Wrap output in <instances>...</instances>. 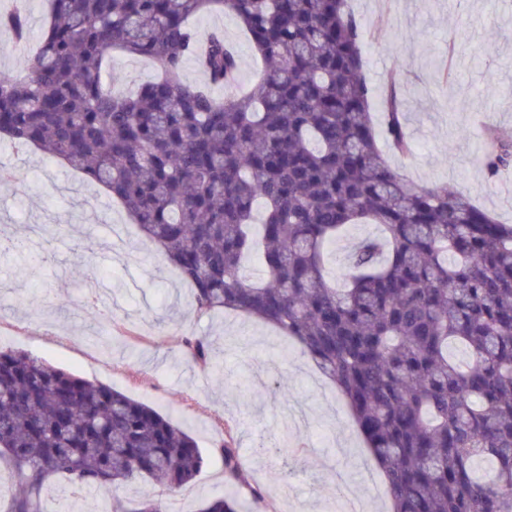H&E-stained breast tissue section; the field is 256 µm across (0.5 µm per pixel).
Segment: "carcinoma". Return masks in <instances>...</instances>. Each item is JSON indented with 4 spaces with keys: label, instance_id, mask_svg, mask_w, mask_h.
Returning <instances> with one entry per match:
<instances>
[{
    "label": "carcinoma",
    "instance_id": "carcinoma-1",
    "mask_svg": "<svg viewBox=\"0 0 512 512\" xmlns=\"http://www.w3.org/2000/svg\"><path fill=\"white\" fill-rule=\"evenodd\" d=\"M25 68L0 70V137L41 149L118 201L142 237L188 281L199 316L228 309L300 344L341 393L385 474L390 512H512V225L446 185L392 166L408 156L403 104L363 76L364 26L346 0H46ZM230 12L265 64L249 92L236 51L213 33L198 53L192 20ZM0 54L28 47L26 10H0ZM158 75L114 92L112 53ZM196 62L207 83L183 79ZM483 165L512 168V133L488 127ZM351 224L336 287L327 245ZM255 255L263 277L245 260ZM463 349L461 363L450 353ZM184 357L214 364L188 336ZM224 493L199 512H251L264 498L234 430L215 449ZM492 463L488 478L474 463ZM211 460L154 408L22 351H0V512H45L58 483L73 495L114 484L183 489ZM110 512H166L147 493Z\"/></svg>",
    "mask_w": 512,
    "mask_h": 512
}]
</instances>
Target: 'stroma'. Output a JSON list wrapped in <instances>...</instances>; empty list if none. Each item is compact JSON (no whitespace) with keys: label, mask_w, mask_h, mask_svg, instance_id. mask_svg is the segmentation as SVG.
<instances>
[{"label":"stroma","mask_w":512,"mask_h":512,"mask_svg":"<svg viewBox=\"0 0 512 512\" xmlns=\"http://www.w3.org/2000/svg\"><path fill=\"white\" fill-rule=\"evenodd\" d=\"M365 27V77L376 92L395 85L407 102L413 155L391 162L424 185L446 184L512 224V171L489 179L482 166L486 124L512 131V0H350ZM194 25L221 31L240 58L237 90L262 72L234 15ZM0 233L28 237L25 270L0 256V347L13 348L124 392L170 418L212 453L233 425L241 455L268 494L253 512H336L338 485L368 512L389 503L363 480L367 450L334 385L271 325L228 311L196 317L186 281L140 236L124 209L74 170L40 151L0 141ZM112 325L99 328V312ZM211 337L214 366L181 353L183 336ZM224 490L220 459L195 484L164 501L182 512ZM120 486L74 500L51 489L48 512H103Z\"/></svg>","instance_id":"stroma-1"}]
</instances>
